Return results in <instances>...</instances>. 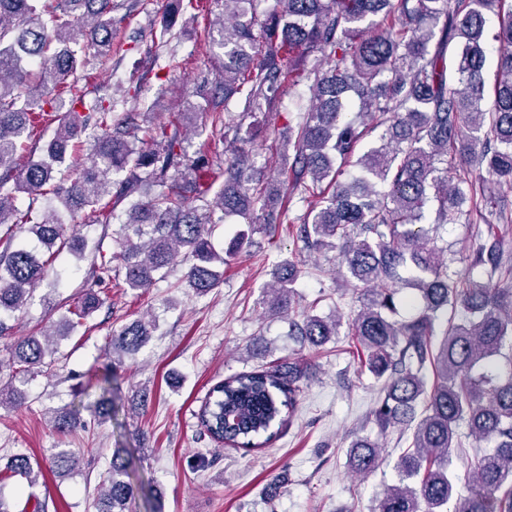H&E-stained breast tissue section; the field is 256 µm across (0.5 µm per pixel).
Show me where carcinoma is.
I'll return each mask as SVG.
<instances>
[{
  "label": "carcinoma",
  "mask_w": 512,
  "mask_h": 512,
  "mask_svg": "<svg viewBox=\"0 0 512 512\" xmlns=\"http://www.w3.org/2000/svg\"><path fill=\"white\" fill-rule=\"evenodd\" d=\"M219 10L221 73L206 90L211 154L189 155L185 131L199 112H182L156 128L150 140L138 112H116L98 95V77L84 73L83 53L100 65L126 52L115 42L113 0H0V337L30 304L37 284L53 273L62 252L89 260L82 300L67 309L62 336L83 325L100 306L96 288L114 279L146 291L177 258L188 262L187 287L204 295L217 287L215 264L224 256L211 241V226L238 217L265 230L276 224L285 194L318 203L301 220L310 251L339 250L349 279L363 286L360 310L349 329L366 352L364 367L385 382L372 417L385 435L412 431L399 457L398 483L387 487L377 512H512V370L493 373L512 341V256L480 227L482 211L512 224V210L480 176L512 184V6L506 0H172L170 20L152 42L174 39L183 3ZM498 17L492 36L497 73L488 90L484 67L488 16ZM320 64L307 68L310 59ZM308 81L305 115L277 133L262 117L279 112L284 96ZM96 93L89 101L87 95ZM60 114L43 156L19 162V151L44 116ZM249 124H244L246 119ZM383 129L360 151L363 139ZM276 135V155L258 167L262 142ZM92 139L88 165L77 143ZM290 176L273 179L285 151ZM356 172L344 180L343 166ZM26 208L16 206L17 194ZM51 195L58 207L38 213ZM124 219L113 232L117 249L68 231L59 209L81 213L83 224L110 225L116 208ZM475 225L468 267L451 272L437 229ZM36 236L43 250L16 242L17 230ZM297 262L274 265L263 304L288 318L289 335L321 347L338 335L341 319L310 311L295 314ZM414 291V314L399 317ZM153 320H135L112 331L105 355L112 370L151 339ZM55 333L19 336L0 361V406L20 407L26 394L17 375L48 373ZM9 372H4V367ZM306 370L292 363L235 373L217 382L197 413L201 433L217 443L256 451L267 447L295 412ZM95 388L94 413L112 418L110 377L91 374L80 393ZM490 441L464 473L470 495L454 499L451 469L462 447L458 429ZM378 443L351 445L349 466L372 471ZM53 468H75L60 448ZM0 474L35 483L41 470L16 454ZM96 512H129L135 498L132 463L115 448L103 473Z\"/></svg>",
  "instance_id": "carcinoma-1"
}]
</instances>
